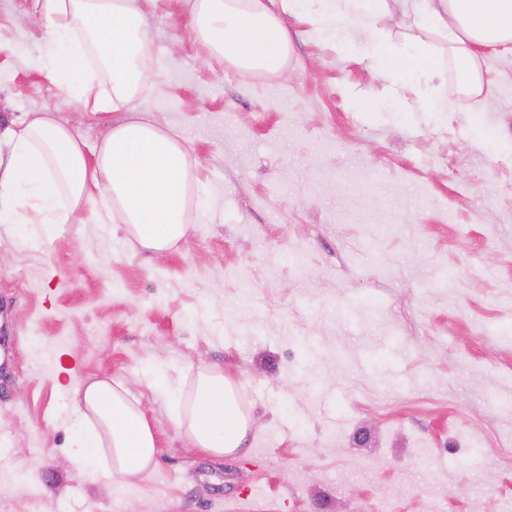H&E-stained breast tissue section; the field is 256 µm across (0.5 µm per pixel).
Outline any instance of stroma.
Here are the masks:
<instances>
[{
  "instance_id": "obj_1",
  "label": "stroma",
  "mask_w": 512,
  "mask_h": 512,
  "mask_svg": "<svg viewBox=\"0 0 512 512\" xmlns=\"http://www.w3.org/2000/svg\"><path fill=\"white\" fill-rule=\"evenodd\" d=\"M43 8L0 0V126L46 110L96 146L128 114L80 112L47 77ZM143 8L134 107L181 136L192 228L148 258L98 194L52 244L0 227V512H372L383 494L393 512H500L512 51L483 54L485 112L449 79L419 81L402 112L365 30L317 39L284 15L286 66L246 73L195 42L187 0ZM156 366L186 391L196 367L223 369L251 418L244 448L214 456L180 438L170 403L137 381ZM64 368L132 384L158 434L153 470L127 483L69 466Z\"/></svg>"
}]
</instances>
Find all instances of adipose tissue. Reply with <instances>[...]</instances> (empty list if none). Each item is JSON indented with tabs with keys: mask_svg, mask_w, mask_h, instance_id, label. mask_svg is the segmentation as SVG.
<instances>
[{
	"mask_svg": "<svg viewBox=\"0 0 512 512\" xmlns=\"http://www.w3.org/2000/svg\"><path fill=\"white\" fill-rule=\"evenodd\" d=\"M48 75L76 93L82 111L94 114L130 107L145 72L144 0H47ZM289 13L324 34L341 27L376 33L390 13L389 0H287ZM197 43L220 63L240 71L277 72L292 42L274 0H189ZM417 38L395 45L378 38L374 50L404 91L418 79L452 74L458 95L483 111L486 79L480 49L512 47V0H427L413 16ZM440 34L445 53L426 37ZM0 224L35 230L47 242L62 232L71 213L92 191L105 195L127 239L164 255L186 238L195 175L179 138L160 125L129 119L113 126L88 150L74 131L40 112L0 132ZM144 384L182 404L176 426L193 447L221 456L243 448L250 419L223 371L201 367L191 394L160 378ZM78 437L68 461L125 482L143 476L157 448L154 428L126 382L106 376L74 390Z\"/></svg>",
	"mask_w": 512,
	"mask_h": 512,
	"instance_id": "obj_1",
	"label": "adipose tissue"
}]
</instances>
